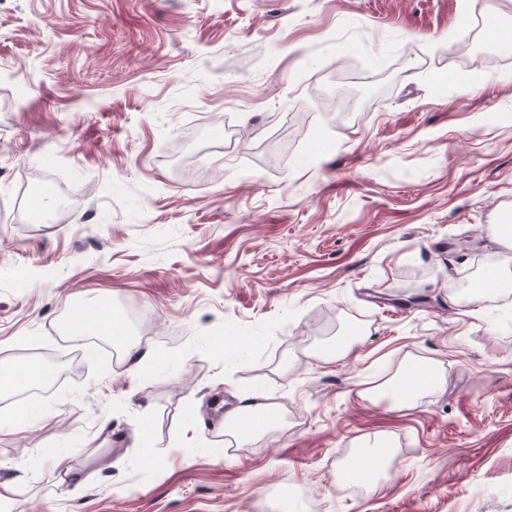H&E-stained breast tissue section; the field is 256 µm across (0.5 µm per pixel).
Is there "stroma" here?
I'll use <instances>...</instances> for the list:
<instances>
[{"label": "stroma", "mask_w": 512, "mask_h": 512, "mask_svg": "<svg viewBox=\"0 0 512 512\" xmlns=\"http://www.w3.org/2000/svg\"><path fill=\"white\" fill-rule=\"evenodd\" d=\"M495 10L512 27V0H0V371L56 380L0 402L8 512H512V328L454 292L512 269ZM96 302L121 334L63 333ZM428 363L415 403L362 398ZM257 389L277 423L227 436ZM381 442L392 470L348 482Z\"/></svg>", "instance_id": "stroma-1"}]
</instances>
